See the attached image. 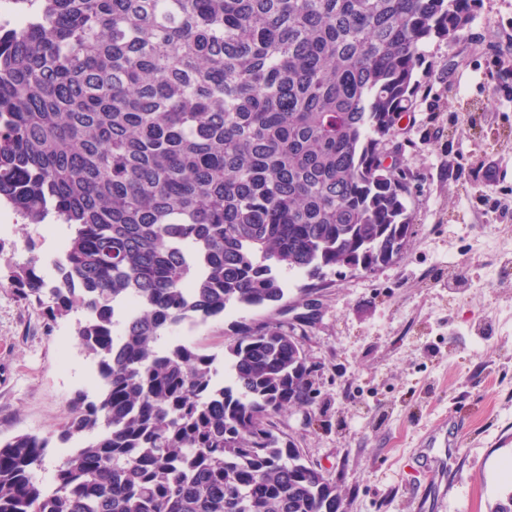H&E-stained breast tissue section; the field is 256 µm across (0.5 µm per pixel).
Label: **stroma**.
<instances>
[{
    "label": "stroma",
    "mask_w": 512,
    "mask_h": 512,
    "mask_svg": "<svg viewBox=\"0 0 512 512\" xmlns=\"http://www.w3.org/2000/svg\"><path fill=\"white\" fill-rule=\"evenodd\" d=\"M416 78L398 136L415 177L408 245L374 273L328 272L302 340L316 398L274 423L336 482L341 512H493L512 493V0H481ZM485 192L506 215L491 220ZM67 233L0 209V440L58 428L88 387L73 318L48 321L2 284L34 256L52 276ZM239 319L180 330L220 357ZM448 415L463 433L438 489L419 445Z\"/></svg>",
    "instance_id": "stroma-1"
}]
</instances>
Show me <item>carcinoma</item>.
I'll return each mask as SVG.
<instances>
[{
	"label": "carcinoma",
	"instance_id": "carcinoma-1",
	"mask_svg": "<svg viewBox=\"0 0 512 512\" xmlns=\"http://www.w3.org/2000/svg\"><path fill=\"white\" fill-rule=\"evenodd\" d=\"M475 0H13L0 23V207L71 230L8 276L96 361L58 433L0 441V512H338L272 419L313 403L298 325L256 315L216 357L172 338L280 313L408 244L393 147L423 48ZM76 446L50 481L53 441ZM252 311H242L231 315H224V318L210 320L206 324L190 325L185 323L179 326L177 334L183 332L186 336L200 341L210 353L217 356V367L219 370L218 379L225 380L224 376V348L234 332L236 321H242V317L249 319L254 315Z\"/></svg>",
	"mask_w": 512,
	"mask_h": 512
}]
</instances>
